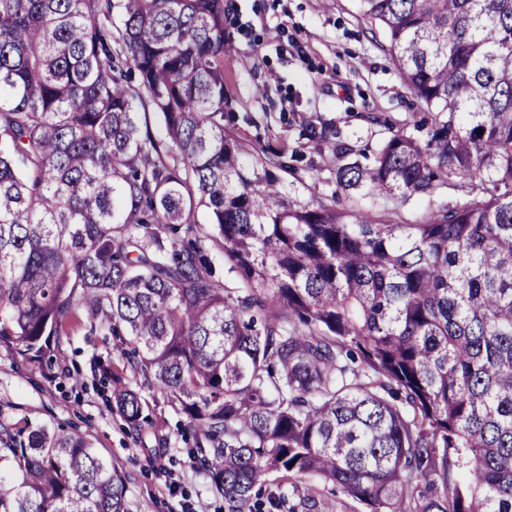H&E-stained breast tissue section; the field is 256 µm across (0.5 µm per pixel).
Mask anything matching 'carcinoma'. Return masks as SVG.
<instances>
[{
	"label": "carcinoma",
	"mask_w": 512,
	"mask_h": 512,
	"mask_svg": "<svg viewBox=\"0 0 512 512\" xmlns=\"http://www.w3.org/2000/svg\"><path fill=\"white\" fill-rule=\"evenodd\" d=\"M358 2L434 115L366 165L336 142L303 200L224 128V0H0V351L46 364L80 314L120 337L228 512H312L273 472L370 512H512V0ZM102 383L140 432L139 392ZM126 492L85 438L0 423V512Z\"/></svg>",
	"instance_id": "cac0c4a2"
}]
</instances>
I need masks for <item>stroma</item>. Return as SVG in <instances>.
I'll use <instances>...</instances> for the list:
<instances>
[{
	"instance_id": "obj_1",
	"label": "stroma",
	"mask_w": 512,
	"mask_h": 512,
	"mask_svg": "<svg viewBox=\"0 0 512 512\" xmlns=\"http://www.w3.org/2000/svg\"><path fill=\"white\" fill-rule=\"evenodd\" d=\"M225 125L259 147L284 150L303 198L333 189V142L374 148L390 127L412 128L417 107L356 0H224ZM134 371L118 338L86 319L42 367L0 353V421L28 420L83 436L127 478L128 512H226L198 467L186 417L143 390L145 423L132 435L102 391V369Z\"/></svg>"
}]
</instances>
